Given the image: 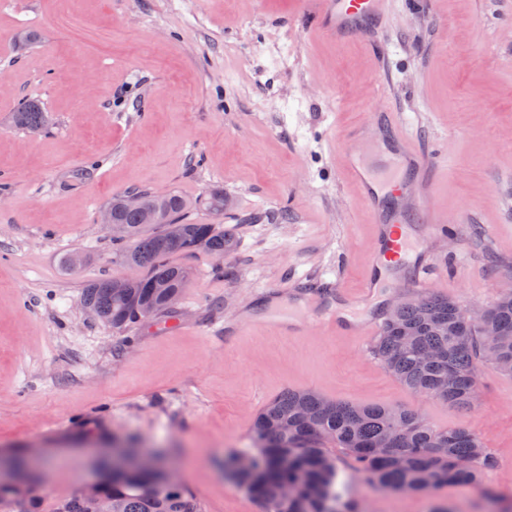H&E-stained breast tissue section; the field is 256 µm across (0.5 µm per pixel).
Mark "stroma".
<instances>
[{
	"label": "stroma",
	"instance_id": "1",
	"mask_svg": "<svg viewBox=\"0 0 512 512\" xmlns=\"http://www.w3.org/2000/svg\"><path fill=\"white\" fill-rule=\"evenodd\" d=\"M311 0H0V448L48 451L38 512L90 479L96 447L161 450L203 512H259L224 476L257 414L301 388L417 410L474 430L512 490V374L486 366L466 411L420 397L370 353L371 337L265 319L286 297L356 294L375 226L343 169L341 127L398 113L434 167L446 237L426 249L429 291L462 308L512 292V0H391L370 38L313 30ZM26 28L34 41L17 49ZM38 100L33 135L13 113ZM223 189L237 249L172 254L193 279L172 321L117 331L86 315L98 277L135 276L99 217L113 195ZM80 253L74 270L64 261ZM377 273L360 318L409 295ZM242 326L238 336L225 327ZM364 512H483L475 489L386 491L341 459Z\"/></svg>",
	"mask_w": 512,
	"mask_h": 512
}]
</instances>
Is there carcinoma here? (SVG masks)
Instances as JSON below:
<instances>
[{"label": "carcinoma", "instance_id": "1", "mask_svg": "<svg viewBox=\"0 0 512 512\" xmlns=\"http://www.w3.org/2000/svg\"><path fill=\"white\" fill-rule=\"evenodd\" d=\"M18 126H44L39 105L24 101L14 113ZM144 209L155 214L159 231H145L143 213L123 207V196L109 203L122 232L118 259L141 270L129 280L127 295L111 293L108 278L85 283L81 305L93 309L99 321L122 330L172 312L170 297L183 294L189 268L173 264L176 252L232 253L237 240L216 224H193L185 214L190 202L175 191L157 197L137 190ZM210 215L224 214V191L214 190L195 201ZM166 281L168 294L154 288ZM384 316L370 353L412 392L450 405L471 408L486 354L512 372V293L486 308L498 334L486 336L466 320L463 310L443 296L416 295L394 306L381 307ZM255 461L239 470L224 463V476L256 500L262 512H358L338 483L336 449L345 451L359 470L389 491L422 493L456 483L480 490L484 512H512L506 499L487 485L496 461L479 435L467 429H438L408 409L333 402L309 390L286 389L259 413L251 427ZM98 497L117 512H202L186 484L165 481L164 463L151 470L134 469L100 483ZM0 512H36L38 501L29 491L14 497L0 489ZM90 502L79 492L58 499L53 512H88Z\"/></svg>", "mask_w": 512, "mask_h": 512}]
</instances>
